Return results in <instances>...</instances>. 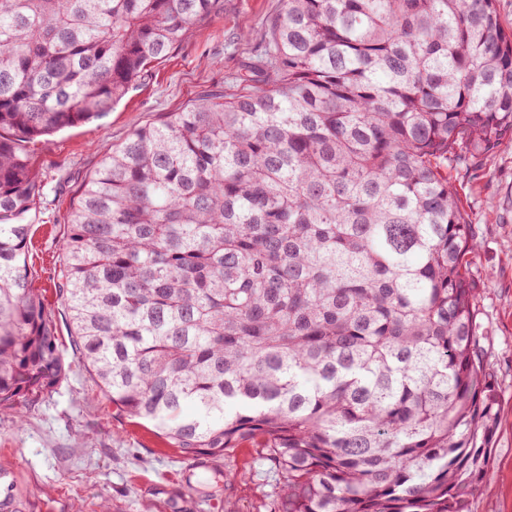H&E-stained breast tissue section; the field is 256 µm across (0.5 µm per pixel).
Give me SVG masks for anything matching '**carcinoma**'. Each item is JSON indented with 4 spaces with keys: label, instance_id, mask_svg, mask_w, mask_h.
I'll use <instances>...</instances> for the list:
<instances>
[{
    "label": "carcinoma",
    "instance_id": "1",
    "mask_svg": "<svg viewBox=\"0 0 512 512\" xmlns=\"http://www.w3.org/2000/svg\"><path fill=\"white\" fill-rule=\"evenodd\" d=\"M224 0H0V412L66 374L26 144L112 110ZM230 97L136 128L73 201V355L186 461L259 448L274 512H467L495 380L448 169L512 140L496 0H282Z\"/></svg>",
    "mask_w": 512,
    "mask_h": 512
}]
</instances>
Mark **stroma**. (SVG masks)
<instances>
[{
  "label": "stroma",
  "instance_id": "stroma-1",
  "mask_svg": "<svg viewBox=\"0 0 512 512\" xmlns=\"http://www.w3.org/2000/svg\"><path fill=\"white\" fill-rule=\"evenodd\" d=\"M280 8L281 0H224L222 13L152 63L112 111L28 143L42 181L27 215L28 262L62 343L70 341V320L54 285L66 216L83 179L137 127L200 94L239 91ZM450 177L475 225L470 273L481 283V333L497 379L491 483L470 496L468 512H512V142L482 157L477 177L456 171ZM68 363L64 379L23 422L0 414V475H13L23 512H270L278 474L258 461L255 447L223 460L233 477L213 483L206 468L184 462L150 424L108 403L82 362Z\"/></svg>",
  "mask_w": 512,
  "mask_h": 512
}]
</instances>
